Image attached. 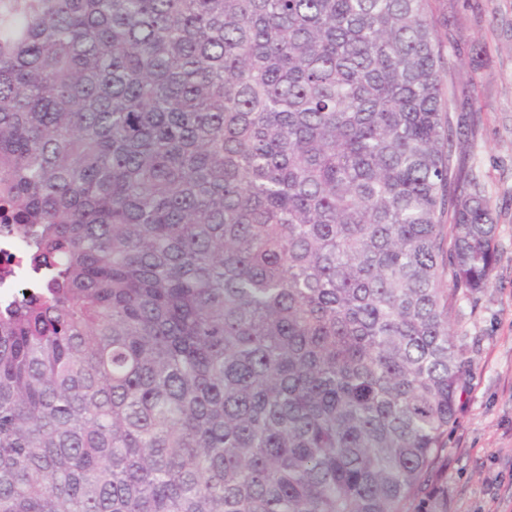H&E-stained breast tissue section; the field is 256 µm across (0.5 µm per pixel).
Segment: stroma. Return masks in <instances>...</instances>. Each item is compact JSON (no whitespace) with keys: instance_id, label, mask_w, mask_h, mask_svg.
<instances>
[{"instance_id":"stroma-1","label":"stroma","mask_w":512,"mask_h":512,"mask_svg":"<svg viewBox=\"0 0 512 512\" xmlns=\"http://www.w3.org/2000/svg\"><path fill=\"white\" fill-rule=\"evenodd\" d=\"M446 63L448 112L468 129L454 160L476 176L497 224L498 263L452 326L471 361L448 432V512H512V0H429ZM455 26H447V15Z\"/></svg>"}]
</instances>
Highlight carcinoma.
Returning a JSON list of instances; mask_svg holds the SVG:
<instances>
[{
  "mask_svg": "<svg viewBox=\"0 0 512 512\" xmlns=\"http://www.w3.org/2000/svg\"><path fill=\"white\" fill-rule=\"evenodd\" d=\"M428 0H0V512H409L497 224ZM448 223H441L443 215Z\"/></svg>",
  "mask_w": 512,
  "mask_h": 512,
  "instance_id": "carcinoma-1",
  "label": "carcinoma"
}]
</instances>
